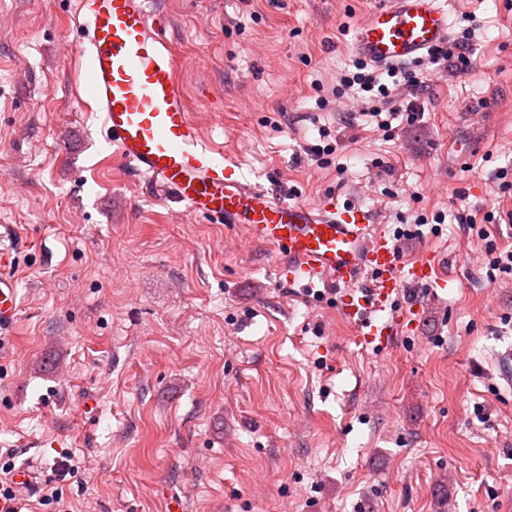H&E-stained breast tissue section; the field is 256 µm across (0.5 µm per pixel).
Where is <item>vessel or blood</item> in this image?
I'll list each match as a JSON object with an SVG mask.
<instances>
[{"label":"vessel or blood","mask_w":512,"mask_h":512,"mask_svg":"<svg viewBox=\"0 0 512 512\" xmlns=\"http://www.w3.org/2000/svg\"><path fill=\"white\" fill-rule=\"evenodd\" d=\"M152 2L78 0V45L89 51L92 100L109 141L156 195L195 216L243 225L251 239L286 253L290 278L335 288L338 314L359 343L386 349L419 312L415 303L397 311V296L441 286L436 257L403 263L362 207L292 202L217 160L187 107ZM450 31L441 0H380L356 26L352 49L377 66L398 67L423 60ZM12 256L0 246V330L20 311Z\"/></svg>","instance_id":"vessel-or-blood-1"}]
</instances>
